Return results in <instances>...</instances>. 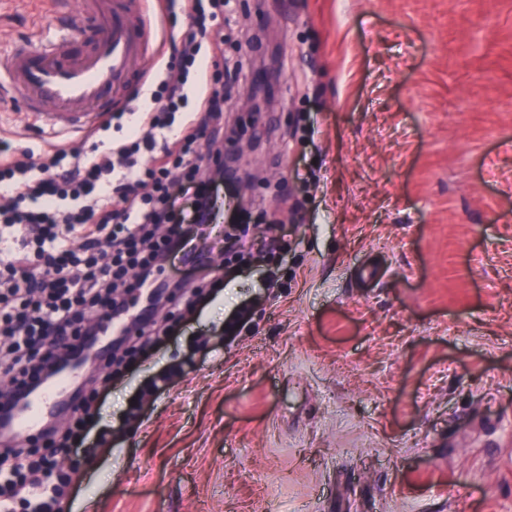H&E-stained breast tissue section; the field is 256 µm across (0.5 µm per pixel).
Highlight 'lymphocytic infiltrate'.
I'll return each instance as SVG.
<instances>
[{
	"instance_id": "f902f5d3",
	"label": "lymphocytic infiltrate",
	"mask_w": 512,
	"mask_h": 512,
	"mask_svg": "<svg viewBox=\"0 0 512 512\" xmlns=\"http://www.w3.org/2000/svg\"><path fill=\"white\" fill-rule=\"evenodd\" d=\"M225 0H159L169 26L190 23L168 43L177 62L154 76L142 106L112 113L89 146L50 144L17 151L0 137V349L13 393L35 388L57 366L41 349L52 336L95 339L100 321L126 307L129 271L151 278L185 242L186 221L174 212L176 179L198 189L191 221L205 223L218 177L201 149L224 150V77L240 78L241 61L224 54V38L207 31L227 25ZM125 130L105 145L103 131ZM83 244L74 248L72 233ZM92 396H78L64 436L0 445V512L21 491L39 496L37 512H55L68 486L54 450L84 442L94 426Z\"/></svg>"
}]
</instances>
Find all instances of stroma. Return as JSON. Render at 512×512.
Masks as SVG:
<instances>
[{"instance_id": "1", "label": "stroma", "mask_w": 512, "mask_h": 512, "mask_svg": "<svg viewBox=\"0 0 512 512\" xmlns=\"http://www.w3.org/2000/svg\"><path fill=\"white\" fill-rule=\"evenodd\" d=\"M233 8L246 73L280 54L249 193L96 380L61 512H512V0ZM73 21L0 0V49Z\"/></svg>"}]
</instances>
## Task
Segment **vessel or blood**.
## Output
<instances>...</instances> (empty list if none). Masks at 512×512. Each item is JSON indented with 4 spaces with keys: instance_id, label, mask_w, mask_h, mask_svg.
Returning a JSON list of instances; mask_svg holds the SVG:
<instances>
[{
    "instance_id": "1",
    "label": "vessel or blood",
    "mask_w": 512,
    "mask_h": 512,
    "mask_svg": "<svg viewBox=\"0 0 512 512\" xmlns=\"http://www.w3.org/2000/svg\"><path fill=\"white\" fill-rule=\"evenodd\" d=\"M87 36L76 46L70 28L0 51V106L39 130L87 134L112 112L158 55L159 37L144 0H73ZM80 363L0 409V434L42 433L70 406Z\"/></svg>"
}]
</instances>
